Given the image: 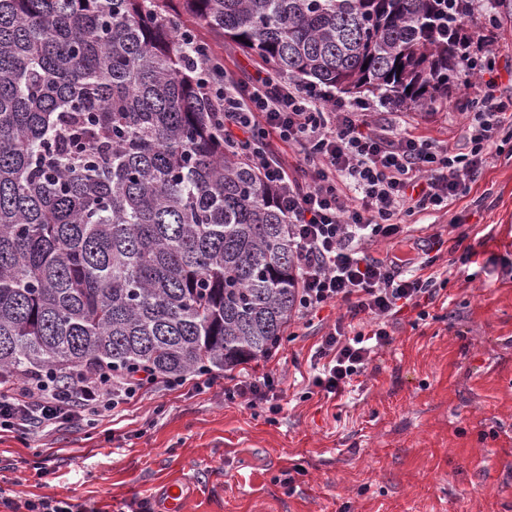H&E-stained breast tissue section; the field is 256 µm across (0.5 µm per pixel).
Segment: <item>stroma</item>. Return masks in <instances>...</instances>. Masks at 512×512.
<instances>
[{
	"label": "stroma",
	"mask_w": 512,
	"mask_h": 512,
	"mask_svg": "<svg viewBox=\"0 0 512 512\" xmlns=\"http://www.w3.org/2000/svg\"><path fill=\"white\" fill-rule=\"evenodd\" d=\"M199 36L235 78L259 59L207 30ZM471 75H460L431 110L366 105L376 126L401 115L407 128L454 148L464 145ZM411 237L441 233L435 267L447 283L427 320L404 310L390 345L374 356L353 392L304 398L302 376L337 317L291 319L273 356L257 363L281 379L282 410L230 401L224 389L246 365L179 387L158 382L105 417L37 431L0 433V494L14 500L73 498L97 512H166L161 493L178 482L192 493L185 512H512V152L495 156L469 194L410 217ZM462 224L476 261L454 252ZM50 457L52 472L28 467ZM302 466L292 487L283 471Z\"/></svg>",
	"instance_id": "obj_1"
}]
</instances>
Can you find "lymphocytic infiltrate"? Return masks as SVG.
<instances>
[{"label":"lymphocytic infiltrate","instance_id":"obj_1","mask_svg":"<svg viewBox=\"0 0 512 512\" xmlns=\"http://www.w3.org/2000/svg\"><path fill=\"white\" fill-rule=\"evenodd\" d=\"M201 84L217 105L224 150H248L276 206L288 215L298 256L300 287L294 310L307 320L330 304L345 312L323 336L313 355L309 395L339 399L364 375L373 355L389 345V322L404 309L420 310L421 296L441 284L406 270L396 255L374 257L376 242H400L402 217L452 203L468 192L503 144L512 142L499 76L490 62L473 68L478 111L469 113L466 149L454 148L397 128L378 132L364 107L308 84H292L267 73L228 84L222 64L212 63L207 44L194 46ZM293 150V158L277 146ZM150 371L119 372L101 364L67 375L44 370L23 377L0 376V427L60 426L79 417L114 411L136 401L155 383ZM227 399L276 414L282 409L280 380L270 371L244 375L225 389Z\"/></svg>","mask_w":512,"mask_h":512}]
</instances>
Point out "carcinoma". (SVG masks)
<instances>
[{"mask_svg": "<svg viewBox=\"0 0 512 512\" xmlns=\"http://www.w3.org/2000/svg\"><path fill=\"white\" fill-rule=\"evenodd\" d=\"M473 0H0V375L269 353L299 288L288 215L224 155L186 29L277 77L419 110L468 67ZM244 37V41L237 37Z\"/></svg>", "mask_w": 512, "mask_h": 512, "instance_id": "1", "label": "carcinoma"}]
</instances>
